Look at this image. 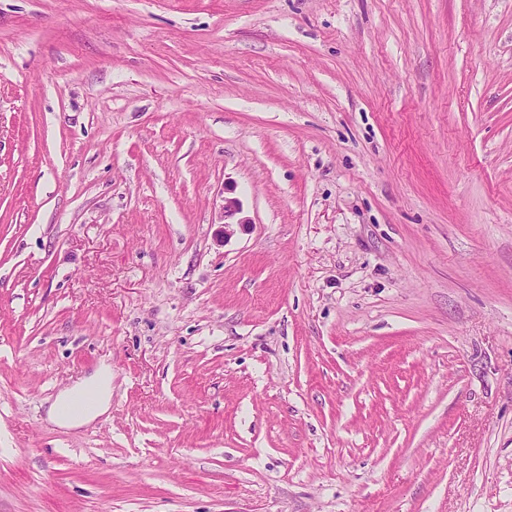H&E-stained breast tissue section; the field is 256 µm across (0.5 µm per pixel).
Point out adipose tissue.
<instances>
[{"instance_id": "obj_1", "label": "adipose tissue", "mask_w": 512, "mask_h": 512, "mask_svg": "<svg viewBox=\"0 0 512 512\" xmlns=\"http://www.w3.org/2000/svg\"><path fill=\"white\" fill-rule=\"evenodd\" d=\"M112 394V373L100 370L93 378L62 394L51 406L50 416L58 424L74 427L105 413Z\"/></svg>"}]
</instances>
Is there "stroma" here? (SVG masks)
<instances>
[{
    "instance_id": "1",
    "label": "stroma",
    "mask_w": 512,
    "mask_h": 512,
    "mask_svg": "<svg viewBox=\"0 0 512 512\" xmlns=\"http://www.w3.org/2000/svg\"><path fill=\"white\" fill-rule=\"evenodd\" d=\"M0 512H512V0H0ZM93 393V404L81 411H73L75 402L82 396ZM112 394V372L100 370L93 378L62 394L51 406V418L61 426L74 427L86 424L105 413Z\"/></svg>"
}]
</instances>
